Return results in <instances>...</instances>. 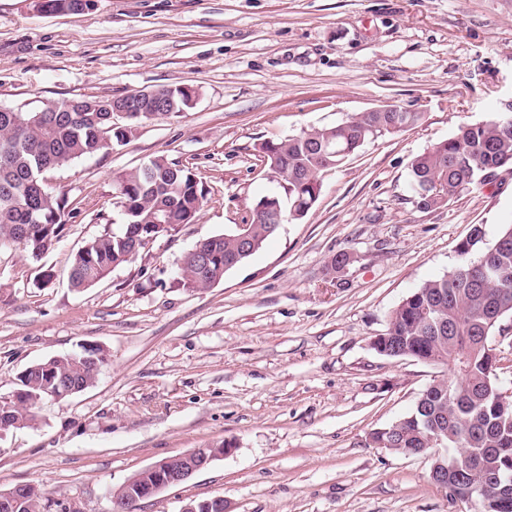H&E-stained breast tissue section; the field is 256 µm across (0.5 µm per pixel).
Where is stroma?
Here are the masks:
<instances>
[{
	"label": "stroma",
	"instance_id": "1",
	"mask_svg": "<svg viewBox=\"0 0 512 512\" xmlns=\"http://www.w3.org/2000/svg\"><path fill=\"white\" fill-rule=\"evenodd\" d=\"M170 85L196 89L193 107L49 172L66 219L53 250L35 261L0 248V403L28 366L85 346L105 355L89 388L40 400L34 426L0 433V492L34 484L44 512H111L139 470L226 444L137 512L214 496L228 512H460L431 479L432 453L370 439L445 368L371 341L403 299L456 268L472 225L490 243L512 226V173L429 210L411 177L415 156L512 101V0H95L79 14L0 0V106ZM383 105L424 119L325 172L305 219L219 282L180 286L199 240L283 194L261 143ZM161 155L205 188L198 220L73 291V255L123 228L116 176ZM341 251L354 260L338 277L327 266Z\"/></svg>",
	"mask_w": 512,
	"mask_h": 512
}]
</instances>
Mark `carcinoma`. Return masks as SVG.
<instances>
[{
    "label": "carcinoma",
    "instance_id": "cac0c4a2",
    "mask_svg": "<svg viewBox=\"0 0 512 512\" xmlns=\"http://www.w3.org/2000/svg\"><path fill=\"white\" fill-rule=\"evenodd\" d=\"M422 112H360L334 126L311 127L260 148L261 162L281 178L286 198L262 197L249 210L243 227L236 226L197 243L210 257L201 267L188 252L182 262L181 285L208 288L258 252L285 223L302 220L317 201L322 173L333 169L364 143L411 128ZM146 116L128 119L124 130L112 132L109 112H0V247L15 246L37 261L58 242L65 226L62 200L43 183L46 171L82 157L127 143ZM512 169V112L458 127L455 134L434 144L411 163L414 189L425 192V208H438L453 196L483 185ZM124 208L119 234H104L81 247L73 257L69 284L76 291L106 280L116 268L133 261L152 240L196 221L206 201L203 186L192 170L178 161L157 156L117 177ZM460 264L431 280L404 299L390 316L391 335L409 356L430 365L449 367L468 348V372L430 383L414 409L372 439L407 454H424L430 437L442 438L460 459L479 454L484 469L512 483V457L496 452L512 448V414L485 400L488 388L499 387L487 373L481 337L503 332L501 322L512 318V226L497 240L485 243L482 226L473 225L459 245ZM84 354L61 355L27 367L18 377L15 400L0 417V431L29 427L34 409L47 396L54 376L77 389H87L98 369ZM152 482L142 469L113 497L135 499ZM42 489L26 485L13 512H40Z\"/></svg>",
    "mask_w": 512,
    "mask_h": 512
}]
</instances>
